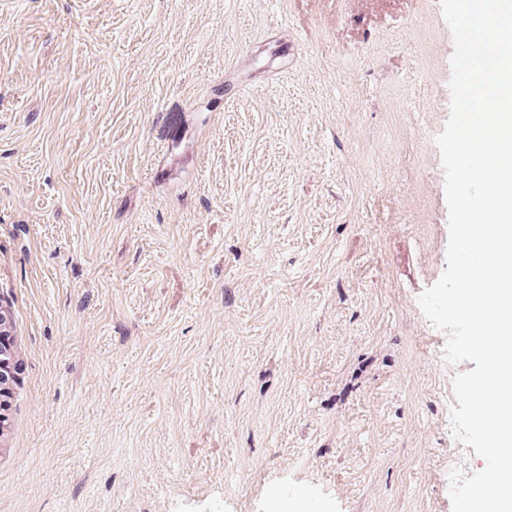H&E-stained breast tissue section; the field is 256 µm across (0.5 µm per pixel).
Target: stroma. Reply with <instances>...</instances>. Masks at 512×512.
<instances>
[{
    "label": "stroma",
    "instance_id": "obj_1",
    "mask_svg": "<svg viewBox=\"0 0 512 512\" xmlns=\"http://www.w3.org/2000/svg\"><path fill=\"white\" fill-rule=\"evenodd\" d=\"M453 51L441 0H0V512H452ZM5 331H8L14 338V343L8 351L10 361L22 360L24 358V342L16 310L12 303L2 299L0 301V345L2 346L8 344V336L1 337L5 335Z\"/></svg>",
    "mask_w": 512,
    "mask_h": 512
}]
</instances>
